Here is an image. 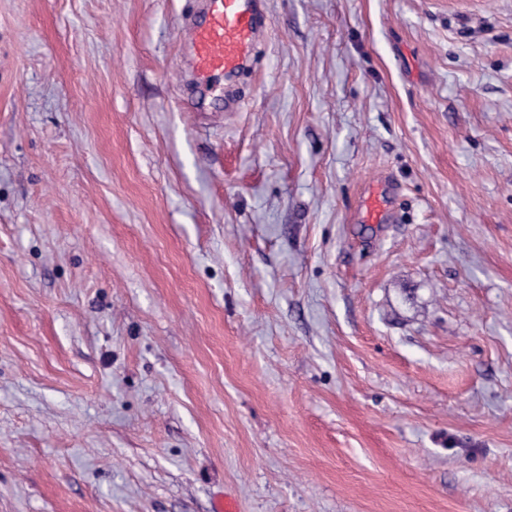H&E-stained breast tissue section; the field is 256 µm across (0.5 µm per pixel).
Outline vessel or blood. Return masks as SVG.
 Segmentation results:
<instances>
[{"instance_id":"obj_1","label":"vessel or blood","mask_w":512,"mask_h":512,"mask_svg":"<svg viewBox=\"0 0 512 512\" xmlns=\"http://www.w3.org/2000/svg\"><path fill=\"white\" fill-rule=\"evenodd\" d=\"M265 20L264 0H205L201 20L189 30L187 59L199 89L252 65Z\"/></svg>"}]
</instances>
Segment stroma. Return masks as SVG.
Masks as SVG:
<instances>
[{"mask_svg": "<svg viewBox=\"0 0 512 512\" xmlns=\"http://www.w3.org/2000/svg\"><path fill=\"white\" fill-rule=\"evenodd\" d=\"M201 7L0 0V512H512V0ZM265 20L264 0H205L202 19L189 30L187 59L199 89L252 65Z\"/></svg>", "mask_w": 512, "mask_h": 512, "instance_id": "1", "label": "stroma"}]
</instances>
